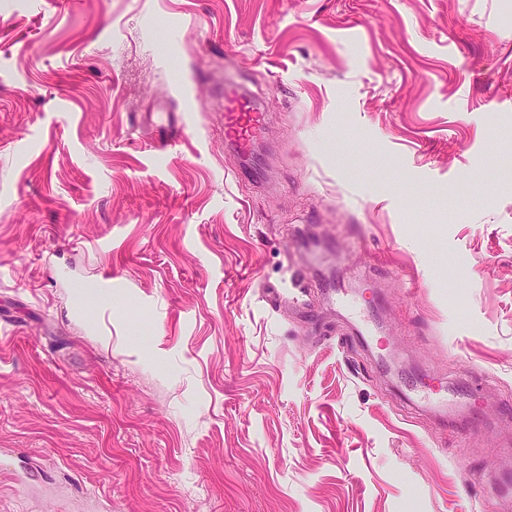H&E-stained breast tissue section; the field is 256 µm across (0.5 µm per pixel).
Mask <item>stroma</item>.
I'll return each instance as SVG.
<instances>
[{
    "label": "stroma",
    "mask_w": 512,
    "mask_h": 512,
    "mask_svg": "<svg viewBox=\"0 0 512 512\" xmlns=\"http://www.w3.org/2000/svg\"><path fill=\"white\" fill-rule=\"evenodd\" d=\"M510 400L512 0H0V512H505ZM269 116L261 96L245 91L233 76L224 74V141L241 158L249 157L264 139ZM162 130L160 138L161 147H176L185 137L186 130L189 128L184 114H175L167 116L165 122L158 126Z\"/></svg>",
    "instance_id": "1"
}]
</instances>
